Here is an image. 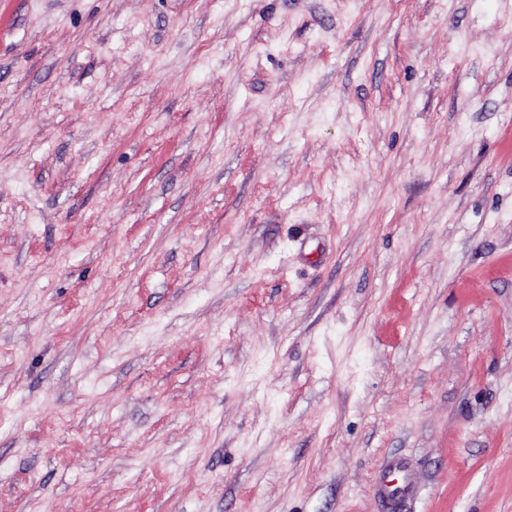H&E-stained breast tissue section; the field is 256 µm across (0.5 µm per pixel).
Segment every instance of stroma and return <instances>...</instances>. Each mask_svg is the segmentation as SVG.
<instances>
[{
  "mask_svg": "<svg viewBox=\"0 0 512 512\" xmlns=\"http://www.w3.org/2000/svg\"><path fill=\"white\" fill-rule=\"evenodd\" d=\"M512 512V0H0V512ZM391 469L400 473L401 482L397 485L394 480L384 478L380 480L377 487V497L382 508L387 512L396 510L402 499L413 498L418 490V475L404 459L394 458ZM396 490L398 494H395Z\"/></svg>",
  "mask_w": 512,
  "mask_h": 512,
  "instance_id": "obj_1",
  "label": "stroma"
}]
</instances>
